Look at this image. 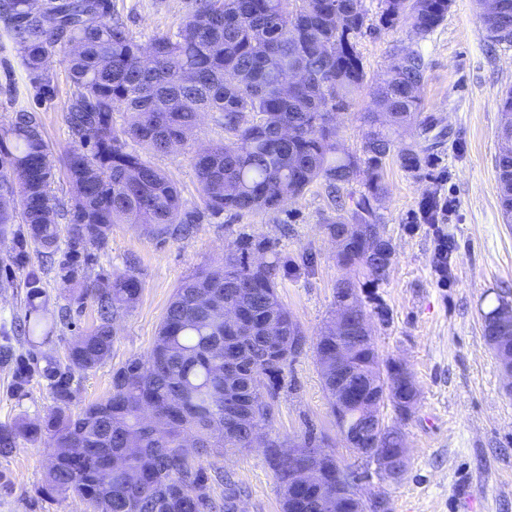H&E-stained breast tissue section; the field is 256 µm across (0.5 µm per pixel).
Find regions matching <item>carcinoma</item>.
Instances as JSON below:
<instances>
[{"mask_svg": "<svg viewBox=\"0 0 512 512\" xmlns=\"http://www.w3.org/2000/svg\"><path fill=\"white\" fill-rule=\"evenodd\" d=\"M381 0L380 23L411 26L421 37L438 27L451 0ZM489 37L512 26V0H495L482 13ZM366 26L360 0H194L193 12L174 34L136 41L112 18V0H0V30L21 64L52 89L47 71L55 56L66 64L74 86L67 122L79 145L63 159L69 184L66 205L51 196L53 155L37 112L21 109L0 128V240L12 237L11 262L27 263L28 247L48 256L59 251L60 214L68 216L66 250L59 262L64 286L76 280L82 260L107 244L114 224H133L151 236L187 235L203 214L241 215L277 210L323 182L335 214L326 218L332 237L344 239L337 262L360 267L368 282L387 280L392 248L377 215L384 194L378 167L393 154L404 170L428 164L421 150L400 148L390 130L421 117L419 85L426 64L417 50L402 54L372 89L363 154L342 150L336 111L364 88L367 75L356 39ZM290 70L306 73L294 89H283ZM497 138L512 135V89L499 101ZM124 112L126 126L114 128L112 113ZM202 112L224 127V142L198 147L192 164L200 204L190 205L175 183L151 161L191 140ZM133 141L141 150L127 148ZM502 211L512 214V149L495 159ZM363 177L366 192L347 209L345 185ZM442 211L426 189L416 222L434 224ZM25 224L15 231L12 224ZM264 254L255 264L249 256ZM288 267L267 238H240L222 263L186 280L171 298L149 355L132 358L112 375V391L78 413L69 411L77 372L104 365L112 353L117 317L137 304L142 284L130 272L79 284L80 297L97 305L99 323L71 344L66 362L47 357L38 368L22 356L1 353L14 363V388L21 392L38 374L48 381L55 406L43 425L0 426V454L19 440L47 434L56 457L43 491L71 494L91 509L112 500V512H232L241 498L234 489L217 499L210 493L200 458L214 449L248 448L251 432L266 427L288 362L306 336L279 296ZM27 309L16 324L31 343L47 339L48 317L39 273L26 279ZM238 310L230 322L224 309ZM278 327V335L267 325ZM502 338L496 356L512 352V319L494 328L484 315L483 335ZM320 363L336 359V321L329 319L315 341ZM374 345H360L353 358L367 370ZM154 408L162 422L142 421ZM397 425L383 433L379 448H397ZM268 440L264 454L283 489L288 512V464ZM318 491H303L293 512H336L317 507Z\"/></svg>", "mask_w": 512, "mask_h": 512, "instance_id": "obj_1", "label": "carcinoma"}]
</instances>
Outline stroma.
I'll list each match as a JSON object with an SVG mask.
<instances>
[{
	"label": "stroma",
	"instance_id": "1",
	"mask_svg": "<svg viewBox=\"0 0 512 512\" xmlns=\"http://www.w3.org/2000/svg\"><path fill=\"white\" fill-rule=\"evenodd\" d=\"M112 4L115 17L145 44L155 35L176 32L193 0ZM363 6L367 27L357 48L368 79L386 71L401 51H421L427 62L420 87L423 113L442 133L430 145V164L421 173L403 170L391 157L382 162L385 195L378 215L393 247L387 281L366 284L361 272L337 263L336 245L324 227L333 203L319 182L279 212L206 216L186 238L146 236L133 225H113L107 245L96 251L86 273H133L142 293L136 307L116 321L111 358L75 375L70 410L79 412L108 396L113 372L131 358L147 356L176 288L216 265L239 235H262L275 242L284 261L300 265L296 275L283 279L279 294L307 339L288 363L266 435L294 439L310 431L325 438L343 463L366 468V461L342 442L313 347L334 309V286L348 277L360 286L362 296L389 312V323L374 325L380 359L406 362L419 390L414 413L400 423L410 449L405 474L396 482L372 480L363 486V494L386 500L388 512H512V390L482 330L483 316L498 294L512 296V223L503 219L495 169L498 100L512 87V45L491 41L476 0H453L445 20L423 38L406 24L383 29L380 0H363ZM49 75L53 90L45 95L0 34V126L19 108L38 112L58 161L75 143L66 122L73 85L58 59H51ZM370 103L369 92H361L336 115L341 142L349 151L363 148ZM223 138V128L204 115L194 140L177 152L154 156L153 162L186 201L197 202L192 156L199 145ZM429 186L436 189L443 210L437 223H414ZM442 235L452 243L445 282L433 263ZM305 254L312 259L306 268L300 264ZM29 257V268L42 272L49 312L65 309L69 317L47 344L30 349L13 331L26 309L28 268H12L11 287L0 289V347L61 360L75 338L97 324V306L90 299L81 304L74 300L62 286L57 264L34 251ZM13 383L11 364L0 362V424L43 420L54 405L45 380L33 377L21 395ZM49 454L48 443L41 441L20 443L11 455H0V512H88L72 495H41ZM202 466L213 479L219 471L233 475L247 493L246 512H281L279 487L261 448L220 451L203 459Z\"/></svg>",
	"mask_w": 512,
	"mask_h": 512
}]
</instances>
